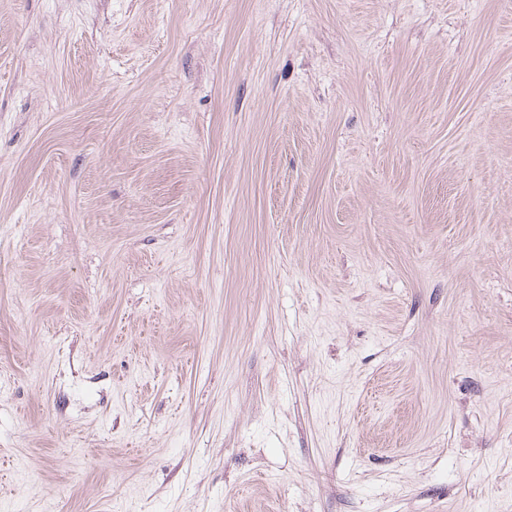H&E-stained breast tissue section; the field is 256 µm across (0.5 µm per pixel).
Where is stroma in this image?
<instances>
[{
    "instance_id": "35a3bbf8",
    "label": "stroma",
    "mask_w": 512,
    "mask_h": 512,
    "mask_svg": "<svg viewBox=\"0 0 512 512\" xmlns=\"http://www.w3.org/2000/svg\"><path fill=\"white\" fill-rule=\"evenodd\" d=\"M0 512H512V0H0Z\"/></svg>"
}]
</instances>
